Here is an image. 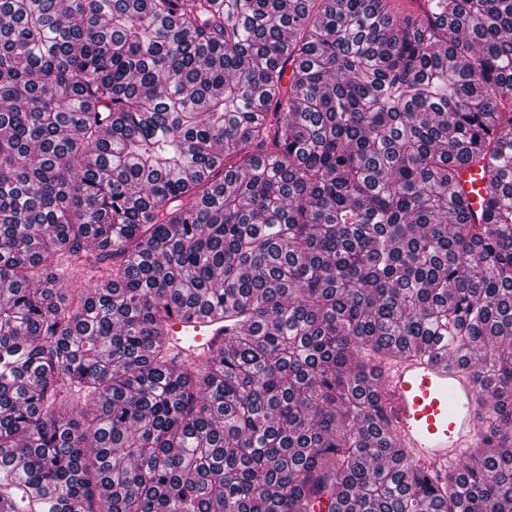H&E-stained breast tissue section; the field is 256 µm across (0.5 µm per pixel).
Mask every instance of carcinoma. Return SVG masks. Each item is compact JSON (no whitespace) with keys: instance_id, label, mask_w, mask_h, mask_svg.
Returning a JSON list of instances; mask_svg holds the SVG:
<instances>
[{"instance_id":"1","label":"carcinoma","mask_w":512,"mask_h":512,"mask_svg":"<svg viewBox=\"0 0 512 512\" xmlns=\"http://www.w3.org/2000/svg\"><path fill=\"white\" fill-rule=\"evenodd\" d=\"M403 353L494 452L397 447ZM324 502L512 512V0H0V512ZM205 318L201 317L200 322L198 324H191V327H187L183 330L181 323L174 324V331L181 332V336H185V338L193 344H199V347L192 346L190 349L197 348H208V347H216L220 345L225 338L224 327L211 330L208 327V323L205 322ZM193 327V328H192Z\"/></svg>"}]
</instances>
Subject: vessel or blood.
<instances>
[{
	"instance_id": "vessel-or-blood-1",
	"label": "vessel or blood",
	"mask_w": 512,
	"mask_h": 512,
	"mask_svg": "<svg viewBox=\"0 0 512 512\" xmlns=\"http://www.w3.org/2000/svg\"><path fill=\"white\" fill-rule=\"evenodd\" d=\"M203 348L220 345L223 329L201 322L183 331ZM377 402L401 447L424 470L444 475L477 437L475 386L452 362L400 355L376 373Z\"/></svg>"
}]
</instances>
